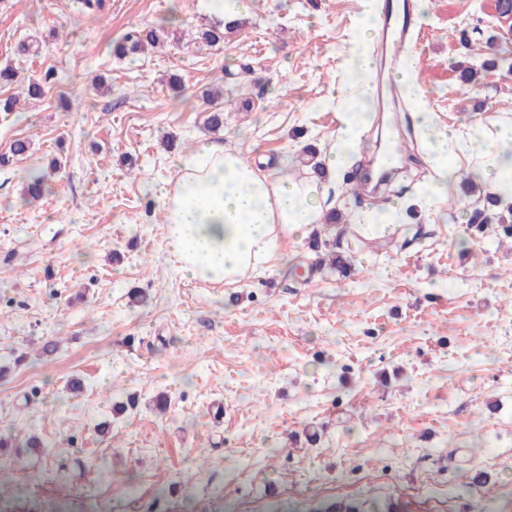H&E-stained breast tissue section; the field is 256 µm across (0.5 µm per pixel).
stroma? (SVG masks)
<instances>
[{
	"mask_svg": "<svg viewBox=\"0 0 512 512\" xmlns=\"http://www.w3.org/2000/svg\"><path fill=\"white\" fill-rule=\"evenodd\" d=\"M248 2L208 47L199 0H105L95 19L82 0H0V68L19 73L0 97L59 77L0 116V154L31 142L0 168V435L46 443L0 449V512H512V243L462 208L487 204L468 163L390 235L355 217L422 184L424 150L364 206L355 169L329 183L342 218L317 230L351 243L347 274L319 269L304 238L238 284L175 272L174 160L213 142L307 175L305 149L327 150L356 91L346 55L364 0ZM420 3L408 50L423 109L447 128L511 119L512 22L496 0ZM142 25L181 39L113 59L112 39ZM33 36L37 55L21 49ZM213 85L219 132L200 99ZM41 173L48 194L25 202Z\"/></svg>",
	"mask_w": 512,
	"mask_h": 512,
	"instance_id": "1",
	"label": "stroma"
}]
</instances>
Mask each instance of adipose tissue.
Wrapping results in <instances>:
<instances>
[{
  "label": "adipose tissue",
  "mask_w": 512,
  "mask_h": 512,
  "mask_svg": "<svg viewBox=\"0 0 512 512\" xmlns=\"http://www.w3.org/2000/svg\"><path fill=\"white\" fill-rule=\"evenodd\" d=\"M416 118L430 174L413 197L444 196L464 159L501 207L512 206V119H478L441 131L429 113L417 112ZM363 131V118L343 113L336 141L323 157L329 172L351 165ZM325 193L318 176L281 178L238 149L204 143L193 156L178 159L163 195L165 249L177 270L194 280L241 281L273 257L284 239L320 223Z\"/></svg>",
  "instance_id": "ef3b65f1"
}]
</instances>
